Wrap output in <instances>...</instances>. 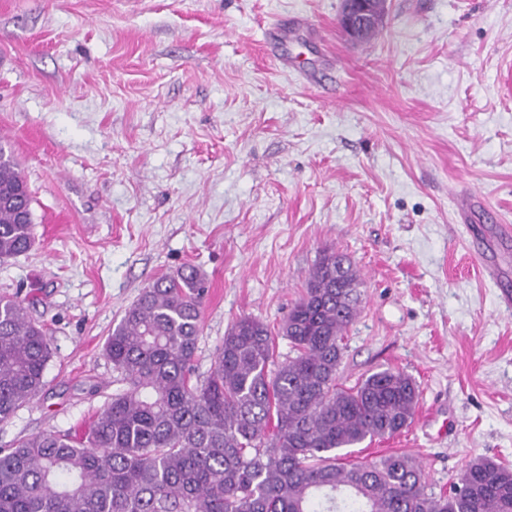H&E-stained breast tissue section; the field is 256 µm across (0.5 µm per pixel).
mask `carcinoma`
Segmentation results:
<instances>
[{
    "instance_id": "obj_1",
    "label": "carcinoma",
    "mask_w": 512,
    "mask_h": 512,
    "mask_svg": "<svg viewBox=\"0 0 512 512\" xmlns=\"http://www.w3.org/2000/svg\"><path fill=\"white\" fill-rule=\"evenodd\" d=\"M33 198L0 147V262L35 243ZM359 271L324 254L279 335L244 316L195 375L203 278L193 266L144 288L106 339L112 395L84 441L46 432L0 450V512H512V469L477 458L439 494L406 453L341 462L392 437L419 401L412 376L385 369L339 383L357 318ZM50 347L23 302L0 296V422L44 387Z\"/></svg>"
}]
</instances>
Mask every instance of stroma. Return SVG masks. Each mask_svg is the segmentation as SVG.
Returning <instances> with one entry per match:
<instances>
[{
	"label": "stroma",
	"mask_w": 512,
	"mask_h": 512,
	"mask_svg": "<svg viewBox=\"0 0 512 512\" xmlns=\"http://www.w3.org/2000/svg\"><path fill=\"white\" fill-rule=\"evenodd\" d=\"M341 9L0 0V147L36 234L0 295L52 349L0 448L84 436L112 394L104 342L148 283L204 276L202 376L241 317L277 331L336 251L362 278L341 382L393 368L420 389L408 429L352 459L410 454L435 491L475 457L512 467V0H387L365 43Z\"/></svg>",
	"instance_id": "obj_1"
}]
</instances>
